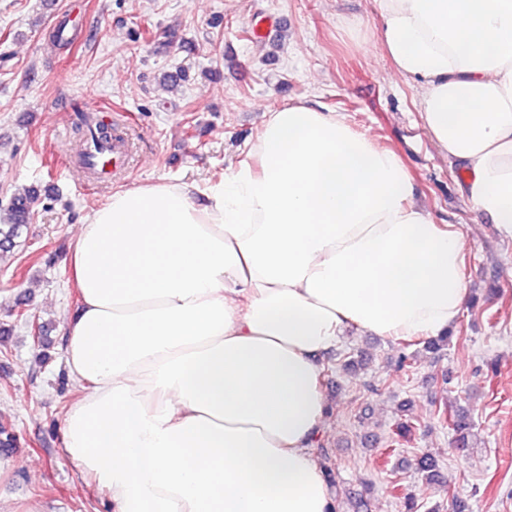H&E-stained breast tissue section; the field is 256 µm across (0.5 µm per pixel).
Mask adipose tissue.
<instances>
[{
  "label": "adipose tissue",
  "mask_w": 512,
  "mask_h": 512,
  "mask_svg": "<svg viewBox=\"0 0 512 512\" xmlns=\"http://www.w3.org/2000/svg\"><path fill=\"white\" fill-rule=\"evenodd\" d=\"M378 44L512 237V0H376ZM401 154L314 105L272 108L205 185L117 191L82 224L63 446L111 512H336L311 447L322 358L348 330L447 332L464 245Z\"/></svg>",
  "instance_id": "ef3b65f1"
}]
</instances>
